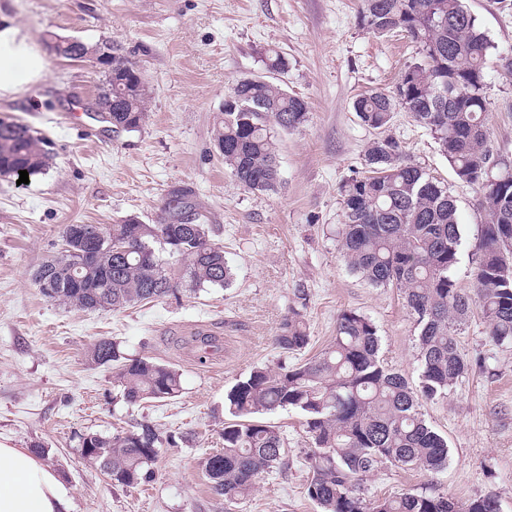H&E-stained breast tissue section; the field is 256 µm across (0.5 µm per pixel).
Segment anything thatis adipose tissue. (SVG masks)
I'll list each match as a JSON object with an SVG mask.
<instances>
[{
	"instance_id": "ef3b65f1",
	"label": "adipose tissue",
	"mask_w": 512,
	"mask_h": 512,
	"mask_svg": "<svg viewBox=\"0 0 512 512\" xmlns=\"http://www.w3.org/2000/svg\"><path fill=\"white\" fill-rule=\"evenodd\" d=\"M45 56L30 32L0 13V99H11L44 81ZM62 474L25 448L0 443V512H71Z\"/></svg>"
}]
</instances>
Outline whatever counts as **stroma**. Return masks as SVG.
Returning <instances> with one entry per match:
<instances>
[{"instance_id": "stroma-1", "label": "stroma", "mask_w": 512, "mask_h": 512, "mask_svg": "<svg viewBox=\"0 0 512 512\" xmlns=\"http://www.w3.org/2000/svg\"><path fill=\"white\" fill-rule=\"evenodd\" d=\"M486 33L489 144L512 159V0H464ZM359 0H0L37 43L48 35L82 42L91 53L70 59L46 52L47 78L12 100L0 118L29 125L49 142L51 164L28 183L0 176V442L42 444L43 463L60 472L73 512H320L306 494L310 448L294 409L264 413L288 443L283 465L248 497L215 496L201 462L221 449L224 396L254 367L278 368L329 346L339 313L370 318L386 365L418 385L417 331L397 289L374 288L345 265L336 238L340 188L362 176L375 138L353 109L371 90H390L418 58L401 35L377 37L357 23ZM112 44L144 73L148 115L140 130L113 134L89 114L105 67L92 50ZM288 69L277 80L308 104L298 128L275 130L280 183L270 193L244 188L225 170L212 131L233 80L263 73L268 50ZM81 112L78 120L69 119ZM405 156L441 181L461 224L456 279L471 286L474 246L484 216L475 187L460 181L431 131L404 109L387 129ZM192 185L212 241L233 273L208 287L120 310L83 311L42 295L33 275L62 248L68 224L158 221L171 186ZM304 314L310 342L300 355L274 337L289 308ZM216 338L202 352L199 335ZM130 356L176 369L179 396L127 405L112 365L90 363L99 338ZM458 344L482 361L447 398L423 402L426 422L448 440V464L434 474L384 465L364 484L369 499L432 492L459 503L493 496L512 512V346L487 334L472 315ZM155 425L176 443L160 448L152 481L112 483L81 455L80 434L105 436Z\"/></svg>"}]
</instances>
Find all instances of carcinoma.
I'll return each instance as SVG.
<instances>
[{
  "label": "carcinoma",
  "mask_w": 512,
  "mask_h": 512,
  "mask_svg": "<svg viewBox=\"0 0 512 512\" xmlns=\"http://www.w3.org/2000/svg\"><path fill=\"white\" fill-rule=\"evenodd\" d=\"M357 19L375 36L404 34L420 59L405 67L394 90H373L354 103L360 120L380 136L366 153L369 174L342 186L343 221L336 237L349 270L374 288L401 292L418 328L419 387L384 364L371 319L345 310L337 317L333 342L319 356L277 371L256 367L232 386L224 397V409L234 417L224 423V447L202 466L215 495L231 503L245 498L288 454L281 432L255 415L291 408L302 414L311 442L306 493L322 512H499L492 496L467 504L445 494L364 497V480L382 465L432 474L447 466L448 441L426 423L420 405L447 397L469 371L458 335L474 308L494 341L512 345V162L494 158L488 144L484 77L491 44L462 0H361ZM287 68V59L270 51L266 74L232 83L224 119L213 129V140L224 142V167L251 191L273 192L279 183L273 129L306 121L307 103L274 81ZM147 104L145 83L124 75L118 86L106 78L95 116L111 124L114 134L132 132L145 122ZM398 108L431 130L457 177L480 191L486 221L475 245L470 293L455 279L461 240L455 200L403 155L398 141L384 135ZM46 146L28 126L0 119V174L46 170ZM161 212L160 224L85 225L106 239L95 266L82 287L68 286L78 258V243H70L40 266L56 284L43 295L81 310H105L174 296L181 288L195 293L228 286L231 268L223 248L199 223L195 189H170ZM153 242L181 257L180 280L169 275ZM274 342L285 353L308 345L300 310L290 309ZM88 360L115 365V383L129 405L166 401L181 391L173 368L128 356L113 340L96 341ZM174 442L149 423L112 436H79L82 456L123 487L151 481L158 449Z\"/></svg>",
  "instance_id": "1"
}]
</instances>
